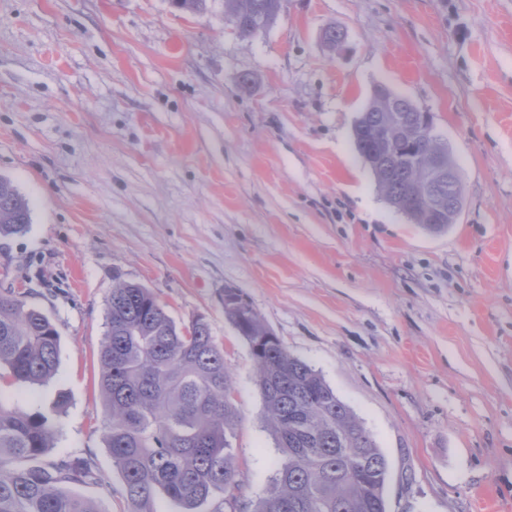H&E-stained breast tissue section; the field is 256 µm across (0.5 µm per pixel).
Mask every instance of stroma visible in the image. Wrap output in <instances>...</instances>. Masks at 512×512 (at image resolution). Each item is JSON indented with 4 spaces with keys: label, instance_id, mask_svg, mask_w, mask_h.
<instances>
[{
    "label": "stroma",
    "instance_id": "1",
    "mask_svg": "<svg viewBox=\"0 0 512 512\" xmlns=\"http://www.w3.org/2000/svg\"><path fill=\"white\" fill-rule=\"evenodd\" d=\"M379 85L432 114L460 170L447 232L394 211L354 148ZM0 177L31 210L0 238V292L60 335L57 374L0 398L56 419L47 459L92 460L73 490L99 512L131 510L99 388L119 278L208 322L247 506L280 453L228 288L372 433L388 512H512V0H282L247 39L224 0H0Z\"/></svg>",
    "mask_w": 512,
    "mask_h": 512
}]
</instances>
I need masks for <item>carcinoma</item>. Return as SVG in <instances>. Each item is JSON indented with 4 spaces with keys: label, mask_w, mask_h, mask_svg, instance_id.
<instances>
[{
    "label": "carcinoma",
    "mask_w": 512,
    "mask_h": 512,
    "mask_svg": "<svg viewBox=\"0 0 512 512\" xmlns=\"http://www.w3.org/2000/svg\"><path fill=\"white\" fill-rule=\"evenodd\" d=\"M208 2L172 0L194 15ZM280 10L281 0H224V17L241 37L272 26ZM428 118L402 96L385 104L374 95L354 124L359 155H377L371 174L389 204L410 200L419 177L402 156L426 164L448 157V145L436 134L406 138ZM387 125L402 137L391 149L374 137ZM428 203L444 223H427L416 202L407 217L431 232L447 230L463 205L461 181L438 175ZM29 224L28 203L0 178V236L20 235ZM224 315L249 346L262 344L253 355L256 384L280 452L270 494L252 512H386L388 461L363 423L318 371L288 352L249 302L224 304ZM59 346L49 318L13 292H0V369L8 377L29 386L46 383L57 373ZM100 362L106 448L132 512H154L159 495L183 512H199L217 494L215 512H225L229 503L238 512L242 477L231 440L239 412L208 322L197 317L179 325L150 289L120 280L107 301ZM55 435L43 415L0 398V512H99L70 489L90 476L88 461H41Z\"/></svg>",
    "instance_id": "obj_1"
}]
</instances>
